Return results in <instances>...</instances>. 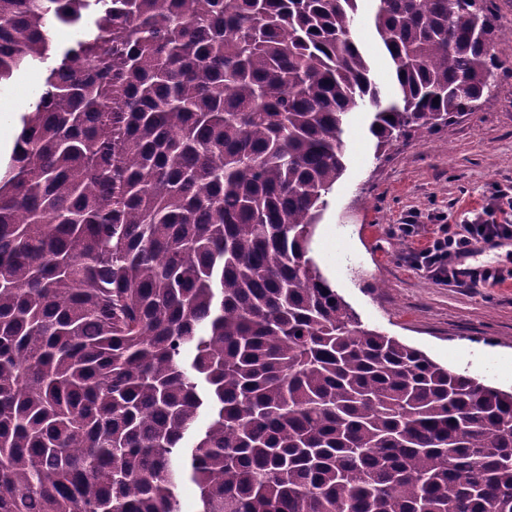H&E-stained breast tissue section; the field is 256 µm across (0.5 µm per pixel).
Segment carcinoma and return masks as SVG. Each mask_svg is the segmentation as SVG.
Wrapping results in <instances>:
<instances>
[{"label": "carcinoma", "mask_w": 512, "mask_h": 512, "mask_svg": "<svg viewBox=\"0 0 512 512\" xmlns=\"http://www.w3.org/2000/svg\"><path fill=\"white\" fill-rule=\"evenodd\" d=\"M360 2L0 0V84L55 58L0 172V512H512V390L311 256L351 112L381 151L494 96L489 0H378L391 100ZM371 2L366 1L360 8L355 25V37L357 41L364 47V50L371 62L374 70L375 80L381 88L384 96H389L392 91L391 81V63L389 59L382 53L372 26L370 25V7Z\"/></svg>", "instance_id": "cac0c4a2"}]
</instances>
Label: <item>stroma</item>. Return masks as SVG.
Returning a JSON list of instances; mask_svg holds the SVG:
<instances>
[{
	"instance_id": "1",
	"label": "stroma",
	"mask_w": 512,
	"mask_h": 512,
	"mask_svg": "<svg viewBox=\"0 0 512 512\" xmlns=\"http://www.w3.org/2000/svg\"><path fill=\"white\" fill-rule=\"evenodd\" d=\"M497 92L489 101L424 141L397 143L377 154L366 110L344 126L345 166L326 196L320 226H332L336 250L318 265L363 326L413 346L448 369L503 390L512 358V288H455L433 282L404 263L424 245L433 224L463 226L468 211L497 191L512 194V0H493ZM360 8L355 37L363 46L383 95L392 91L391 63ZM46 66L35 63L0 88V135L16 139L18 116L43 83ZM417 214L420 235L393 236V225Z\"/></svg>"
}]
</instances>
